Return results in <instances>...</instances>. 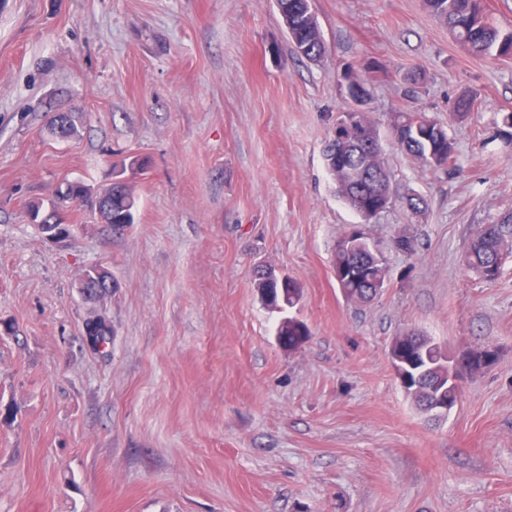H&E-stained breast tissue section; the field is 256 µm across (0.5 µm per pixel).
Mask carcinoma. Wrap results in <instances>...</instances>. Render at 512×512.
Segmentation results:
<instances>
[{
    "label": "carcinoma",
    "instance_id": "obj_1",
    "mask_svg": "<svg viewBox=\"0 0 512 512\" xmlns=\"http://www.w3.org/2000/svg\"><path fill=\"white\" fill-rule=\"evenodd\" d=\"M427 11L448 25L457 43L468 53L499 57L512 52V30L502 31L489 20L480 0H423ZM283 21L289 23V41L300 56L318 61L325 54V44L309 0H276ZM393 143L404 152L420 157L432 153L431 167L446 169L456 162V145L448 131L439 123L417 113H397L390 125ZM379 137L368 113L358 114L357 126L345 135L341 148L328 141L324 150L326 167L336 182L337 192L358 215L370 206L377 196L391 186L389 171L382 150L370 152L364 141ZM135 199L126 189L112 194L98 216L112 228L134 223ZM512 256V214L480 226L474 233L467 252V264L480 276L490 279L489 270L502 269L505 259ZM333 270L343 272L337 286L345 298L365 302L376 295L375 289L385 286L386 266L383 256L375 251L368 238H359L356 251L348 252L336 242ZM257 288L266 305L278 311L294 307L301 298L297 283L289 277H279L272 270L256 274ZM86 335L91 344L109 340L111 328L100 318L87 324ZM277 335L294 347L301 343L306 330L292 318L281 321ZM496 358L495 351L484 349L472 353L471 370L478 371ZM413 385L407 395L419 409L425 406L428 388L439 384L448 386V369L440 362H422L413 368Z\"/></svg>",
    "mask_w": 512,
    "mask_h": 512
}]
</instances>
